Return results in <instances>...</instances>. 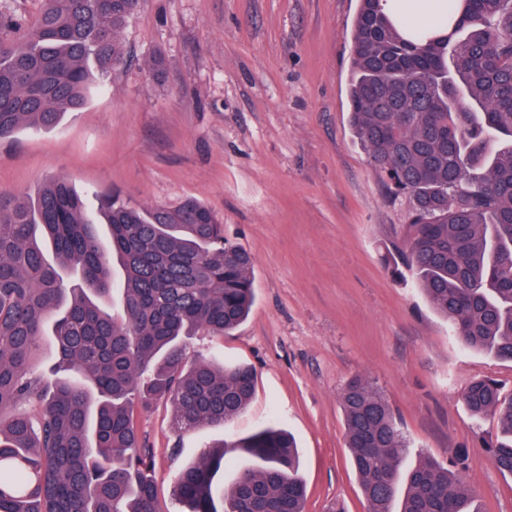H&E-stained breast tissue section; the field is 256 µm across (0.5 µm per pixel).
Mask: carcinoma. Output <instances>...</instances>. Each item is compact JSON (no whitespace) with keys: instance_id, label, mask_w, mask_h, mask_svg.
Here are the masks:
<instances>
[{"instance_id":"obj_1","label":"carcinoma","mask_w":512,"mask_h":512,"mask_svg":"<svg viewBox=\"0 0 512 512\" xmlns=\"http://www.w3.org/2000/svg\"><path fill=\"white\" fill-rule=\"evenodd\" d=\"M388 0H359L351 33V127L394 199L410 204L400 258L465 346L512 362V0H448L429 28ZM139 0H42L27 22L0 0V140L51 129L119 68ZM103 241L59 176L36 197L0 199V512H159L156 452L136 417L159 401L181 430L224 426L255 391L252 367L188 362L186 339L222 336L255 299L251 254L186 199L144 209L99 198ZM56 358L36 371L43 337ZM462 401L497 419L490 461L512 476V395L475 379ZM365 512H483L465 458L403 471L410 442L384 394L361 378L341 393ZM253 461L228 486V455ZM186 512H304L291 436L272 426L201 451L173 481Z\"/></svg>"}]
</instances>
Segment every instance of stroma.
I'll list each match as a JSON object with an SVG mask.
<instances>
[{"instance_id":"1","label":"stroma","mask_w":512,"mask_h":512,"mask_svg":"<svg viewBox=\"0 0 512 512\" xmlns=\"http://www.w3.org/2000/svg\"><path fill=\"white\" fill-rule=\"evenodd\" d=\"M358 0H140L126 56L83 109L0 141V193L36 195L65 177L80 195L143 207L196 199L253 257L256 301L225 336L198 333L190 358L251 365L256 390L229 425L181 431L171 404L139 419L157 450L160 512H179L175 474L205 445L273 425L297 444L306 512H365L340 395L363 377L412 442L405 465L465 457L482 512H512V476L472 417L474 379L512 393V362L470 351L383 255L409 221L349 122Z\"/></svg>"}]
</instances>
